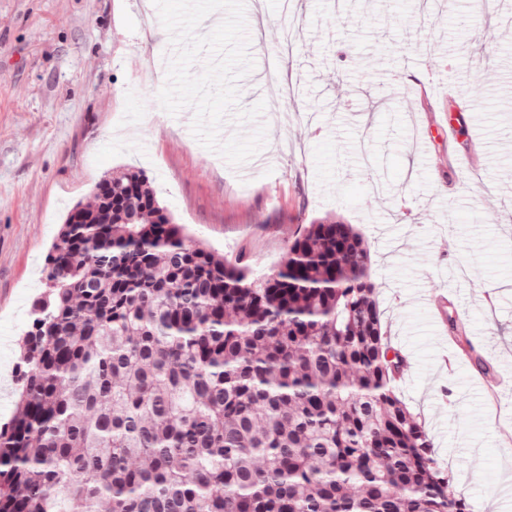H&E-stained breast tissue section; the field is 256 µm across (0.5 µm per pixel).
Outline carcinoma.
I'll use <instances>...</instances> for the list:
<instances>
[{
  "label": "carcinoma",
  "mask_w": 512,
  "mask_h": 512,
  "mask_svg": "<svg viewBox=\"0 0 512 512\" xmlns=\"http://www.w3.org/2000/svg\"><path fill=\"white\" fill-rule=\"evenodd\" d=\"M93 195L47 257L0 512H471L395 391L353 225H305L252 278L143 172Z\"/></svg>",
  "instance_id": "1"
}]
</instances>
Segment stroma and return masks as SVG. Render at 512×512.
<instances>
[{"instance_id": "obj_1", "label": "stroma", "mask_w": 512, "mask_h": 512, "mask_svg": "<svg viewBox=\"0 0 512 512\" xmlns=\"http://www.w3.org/2000/svg\"><path fill=\"white\" fill-rule=\"evenodd\" d=\"M245 0L253 69L221 139L266 126L256 159L228 163L157 94L174 54L153 0H0V426L16 412L19 346L45 292L67 212L127 165L147 176L195 242L252 275L276 268L316 219L355 225L371 258L387 340L406 361L396 388L472 512H512V25L471 0ZM476 69L479 174L439 79ZM424 84L409 96L405 82ZM445 290L441 305L423 294ZM456 319L460 335L450 334ZM486 370H478L474 358Z\"/></svg>"}]
</instances>
